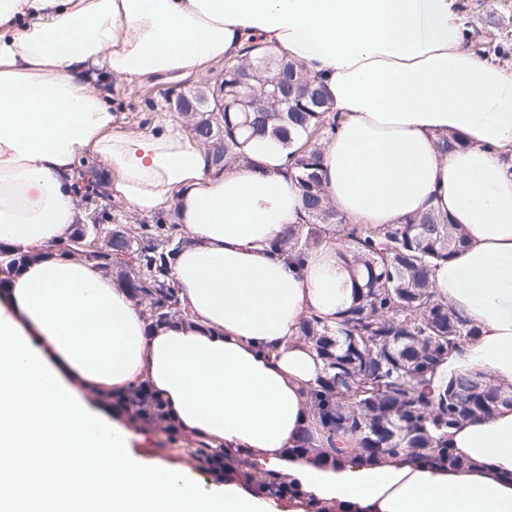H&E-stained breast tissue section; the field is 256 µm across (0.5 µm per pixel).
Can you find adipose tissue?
<instances>
[{"label":"adipose tissue","instance_id":"adipose-tissue-1","mask_svg":"<svg viewBox=\"0 0 512 512\" xmlns=\"http://www.w3.org/2000/svg\"><path fill=\"white\" fill-rule=\"evenodd\" d=\"M249 41L301 63L342 114L321 180L348 222L433 209L460 225L464 248L431 281L479 334L440 371L512 384V74L467 44L453 0H0V241L41 252L0 290V512H512L510 408L450 429L465 470L291 454L323 369L300 324L349 306L353 267L334 241L273 249L305 216L281 142L249 140L242 162L211 170L180 127L121 129L102 88L200 78ZM440 133L465 147L438 154ZM85 154L136 214L177 210L188 323L147 329L94 263L49 254L80 219ZM142 380L183 429L247 451L297 495L232 477L205 490L145 463L78 394Z\"/></svg>","mask_w":512,"mask_h":512}]
</instances>
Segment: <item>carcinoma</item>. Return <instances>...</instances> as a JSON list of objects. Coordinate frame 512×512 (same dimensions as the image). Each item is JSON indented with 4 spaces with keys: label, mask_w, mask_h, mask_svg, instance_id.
Returning <instances> with one entry per match:
<instances>
[{
    "label": "carcinoma",
    "mask_w": 512,
    "mask_h": 512,
    "mask_svg": "<svg viewBox=\"0 0 512 512\" xmlns=\"http://www.w3.org/2000/svg\"><path fill=\"white\" fill-rule=\"evenodd\" d=\"M271 78L288 87L289 103L268 85L252 97L245 86ZM204 106L197 112L174 105L191 118L195 137L209 144L210 166L223 169L239 157V137L271 135L291 148L289 170L302 190L305 224L288 231L282 246L300 256L326 240L345 244L339 257L360 269L354 278L350 306L330 326L312 317L300 335L324 364V375L311 390L309 424L297 451L321 462L352 454L366 462L384 457H410L423 463L463 469L467 462L448 446V429L474 417H489L512 406V385L503 386L479 372L454 374L436 381V370L448 353L476 336V328L430 288L435 262L458 252L464 233L448 216L434 211L401 224L368 228L349 224L326 200L319 176L322 147L338 125L324 89L301 65L285 55L272 56L251 44L224 61L221 82L187 92ZM177 225H145L129 242L112 231V244L86 253L101 269L121 266L122 282L131 298L148 302L150 324L169 322L179 302L170 285L169 262L181 247ZM0 260V274L18 271L27 254ZM151 399L152 425L173 441L165 402L146 382L128 387L118 397L126 420L144 427L142 404ZM198 467L222 473L232 466L254 490L288 498V479L260 470L243 450L215 446L205 438L186 449Z\"/></svg>",
    "instance_id": "cac0c4a2"
}]
</instances>
